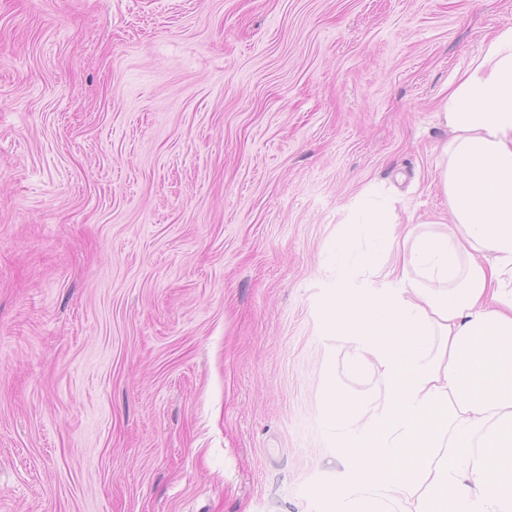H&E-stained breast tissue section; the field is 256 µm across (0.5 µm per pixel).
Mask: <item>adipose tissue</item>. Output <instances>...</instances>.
<instances>
[{
	"label": "adipose tissue",
	"instance_id": "ef3b65f1",
	"mask_svg": "<svg viewBox=\"0 0 512 512\" xmlns=\"http://www.w3.org/2000/svg\"><path fill=\"white\" fill-rule=\"evenodd\" d=\"M452 132L438 180L449 218L358 222L396 282L393 291L339 288L324 301L355 382L322 393L340 484L323 512H512V27L500 30L440 108Z\"/></svg>",
	"mask_w": 512,
	"mask_h": 512
}]
</instances>
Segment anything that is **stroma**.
I'll return each mask as SVG.
<instances>
[{
    "label": "stroma",
    "instance_id": "obj_1",
    "mask_svg": "<svg viewBox=\"0 0 512 512\" xmlns=\"http://www.w3.org/2000/svg\"><path fill=\"white\" fill-rule=\"evenodd\" d=\"M512 0H0V512H320L332 262L447 213Z\"/></svg>",
    "mask_w": 512,
    "mask_h": 512
}]
</instances>
